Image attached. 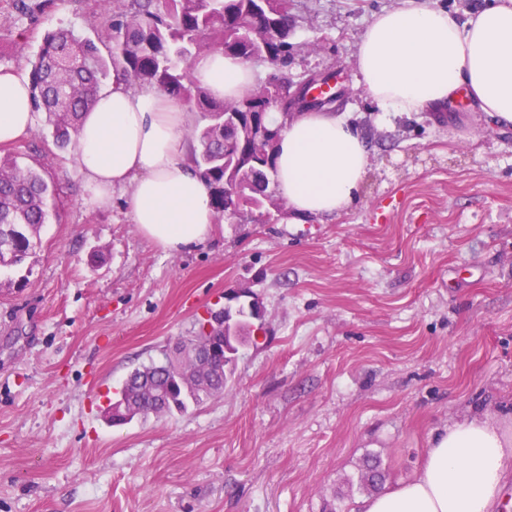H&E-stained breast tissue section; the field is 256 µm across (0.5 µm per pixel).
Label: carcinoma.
<instances>
[{
  "label": "carcinoma",
  "instance_id": "carcinoma-1",
  "mask_svg": "<svg viewBox=\"0 0 512 512\" xmlns=\"http://www.w3.org/2000/svg\"><path fill=\"white\" fill-rule=\"evenodd\" d=\"M91 2L100 19L98 41L56 29L44 37L30 72L34 111L46 114L55 144L62 149L74 144L83 113L94 107L112 68H119L131 85L155 86L199 114L188 136L197 142L193 165L210 184L217 222L244 209L283 208L270 178L276 144L254 139L246 119L226 122L224 113L316 109L318 98L307 96L334 73L321 72L320 79L304 83V98L293 97L288 80L293 0H128L119 11L112 10V0ZM213 52L264 63L272 73L237 100H216L191 77V67ZM53 199L54 189L39 173L12 157L0 158V239L12 241L3 255L7 265L22 263L35 250ZM251 316L248 301L240 299L218 318L228 336ZM240 357L237 349L224 353V373L216 378L190 357L137 367L120 389L118 412L157 418L185 413L226 391ZM382 481L378 460L366 458L361 485L376 490Z\"/></svg>",
  "mask_w": 512,
  "mask_h": 512
}]
</instances>
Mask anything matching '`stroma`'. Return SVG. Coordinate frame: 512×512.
Returning a JSON list of instances; mask_svg holds the SVG:
<instances>
[{
    "label": "stroma",
    "mask_w": 512,
    "mask_h": 512,
    "mask_svg": "<svg viewBox=\"0 0 512 512\" xmlns=\"http://www.w3.org/2000/svg\"><path fill=\"white\" fill-rule=\"evenodd\" d=\"M401 0H295L293 81L326 68L364 134L354 203L291 223L225 217L163 252L123 192L93 206L44 114L22 165L56 189L42 245L0 268V512H356L378 457L409 479L432 435L479 413L512 436V128L470 106L379 122L352 58ZM89 0L39 19L0 0V68L30 72L48 31L95 38ZM247 289L266 333L198 409L115 425L128 373Z\"/></svg>",
    "instance_id": "35a3bbf8"
}]
</instances>
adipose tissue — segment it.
<instances>
[{
    "label": "adipose tissue",
    "instance_id": "adipose-tissue-1",
    "mask_svg": "<svg viewBox=\"0 0 512 512\" xmlns=\"http://www.w3.org/2000/svg\"><path fill=\"white\" fill-rule=\"evenodd\" d=\"M358 82L382 120L446 112L459 94L473 111L512 125V0H491L466 21L430 0H403L373 15L353 56ZM252 63L220 52L199 60L194 81L220 100L252 84ZM190 113L151 86L130 87L120 72L99 94L74 135L73 161L94 204L128 193L139 231L166 252L202 242L215 214L208 185L193 170L183 130ZM35 122L27 79L0 69V143L25 137ZM368 167L361 131L334 112L290 120L278 142L273 178L294 220L336 215L359 193ZM512 445L481 417L432 436L422 465L400 485L361 504V512H493Z\"/></svg>",
    "mask_w": 512,
    "mask_h": 512
}]
</instances>
